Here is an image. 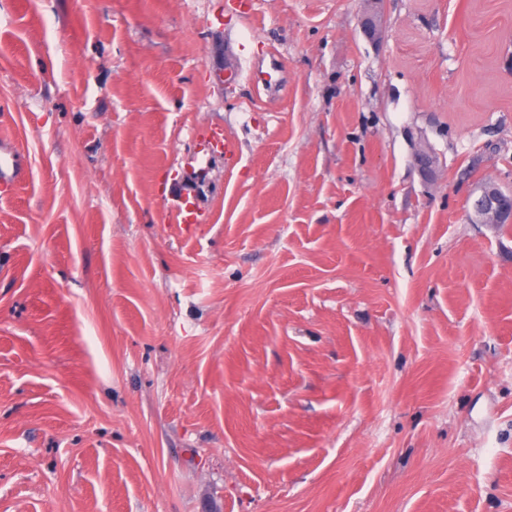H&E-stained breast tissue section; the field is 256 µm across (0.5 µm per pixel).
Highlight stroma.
I'll return each mask as SVG.
<instances>
[{"mask_svg":"<svg viewBox=\"0 0 512 512\" xmlns=\"http://www.w3.org/2000/svg\"><path fill=\"white\" fill-rule=\"evenodd\" d=\"M365 7L0 0V512H512V0ZM202 151L206 154H222L224 156H234L236 148L234 143L224 135V129L215 127L201 140ZM473 202L474 221L478 224L512 223V190L504 192L494 181L480 182ZM174 201L175 222L179 227L186 228L203 220V214L194 206L191 188L183 187L174 195Z\"/></svg>","mask_w":512,"mask_h":512,"instance_id":"35a3bbf8","label":"stroma"}]
</instances>
